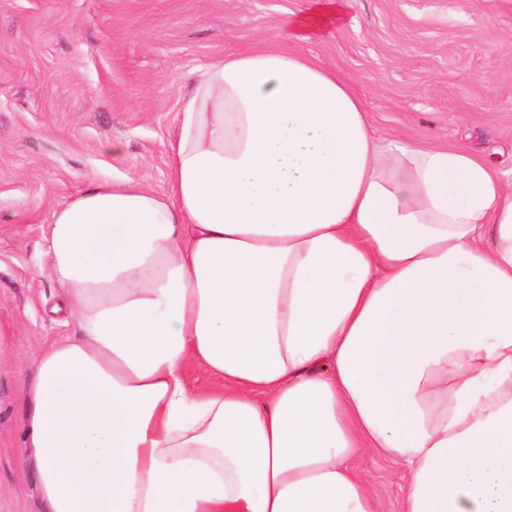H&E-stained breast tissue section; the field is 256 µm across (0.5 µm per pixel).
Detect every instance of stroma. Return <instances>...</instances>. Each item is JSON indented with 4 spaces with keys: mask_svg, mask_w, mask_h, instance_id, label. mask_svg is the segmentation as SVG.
I'll return each instance as SVG.
<instances>
[{
    "mask_svg": "<svg viewBox=\"0 0 512 512\" xmlns=\"http://www.w3.org/2000/svg\"><path fill=\"white\" fill-rule=\"evenodd\" d=\"M307 6L0 0V512H45L21 462L23 387L45 346L77 333L40 270L44 228L91 180L166 192L181 101L225 54L310 56L352 84L376 135L512 168V0H348L345 24L322 41L282 40L279 25ZM355 466L398 512V466L367 455Z\"/></svg>",
    "mask_w": 512,
    "mask_h": 512,
    "instance_id": "35a3bbf8",
    "label": "stroma"
}]
</instances>
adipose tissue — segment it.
I'll list each match as a JSON object with an SVG mask.
<instances>
[{
    "instance_id": "ef3b65f1",
    "label": "adipose tissue",
    "mask_w": 512,
    "mask_h": 512,
    "mask_svg": "<svg viewBox=\"0 0 512 512\" xmlns=\"http://www.w3.org/2000/svg\"><path fill=\"white\" fill-rule=\"evenodd\" d=\"M171 149L166 193L93 180L45 227L78 327L23 393L46 512H384L363 450L400 464V512H512L502 172L375 138L350 83L278 51L194 81Z\"/></svg>"
}]
</instances>
